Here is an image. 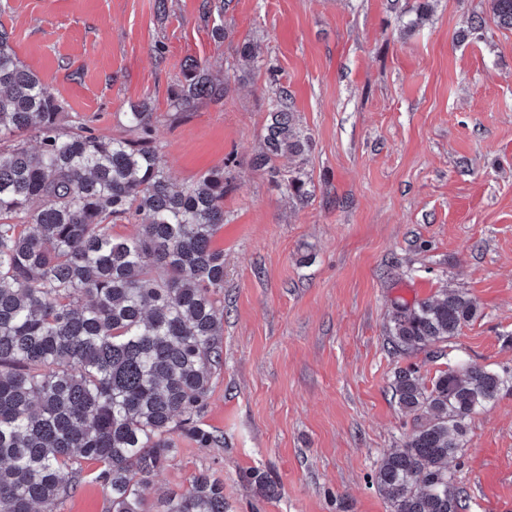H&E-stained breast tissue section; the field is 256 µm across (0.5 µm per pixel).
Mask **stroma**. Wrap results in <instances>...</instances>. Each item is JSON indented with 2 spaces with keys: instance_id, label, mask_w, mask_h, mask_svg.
I'll use <instances>...</instances> for the list:
<instances>
[{
  "instance_id": "stroma-1",
  "label": "stroma",
  "mask_w": 512,
  "mask_h": 512,
  "mask_svg": "<svg viewBox=\"0 0 512 512\" xmlns=\"http://www.w3.org/2000/svg\"><path fill=\"white\" fill-rule=\"evenodd\" d=\"M0 25L96 133L127 136L123 112L151 101L174 181L220 168L233 184L213 238L223 365L198 420L224 442L176 436L150 496L206 473L226 512H389L372 476L414 426L395 371H512V29L487 0H167L163 18L156 0H0ZM245 41L260 52L250 67L236 62ZM189 56L225 94L176 120ZM280 84L311 137L301 202L252 163ZM443 285L477 317L440 357L390 355L394 305ZM468 439L467 512H512V392L471 417ZM97 470L84 462L61 512H107Z\"/></svg>"
}]
</instances>
